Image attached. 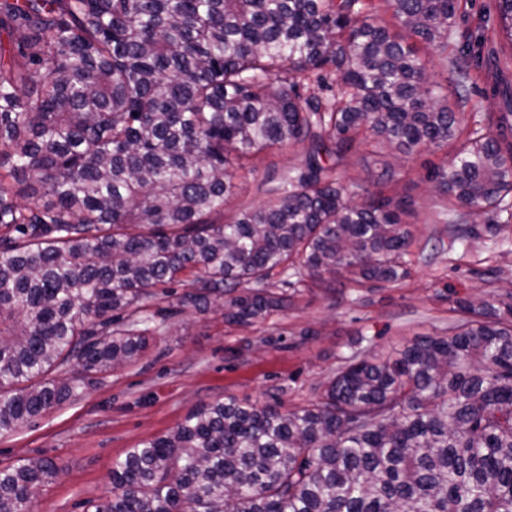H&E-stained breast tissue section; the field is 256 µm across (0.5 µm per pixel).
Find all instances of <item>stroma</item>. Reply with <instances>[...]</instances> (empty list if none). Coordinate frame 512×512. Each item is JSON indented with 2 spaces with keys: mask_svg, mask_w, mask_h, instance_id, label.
I'll return each mask as SVG.
<instances>
[{
  "mask_svg": "<svg viewBox=\"0 0 512 512\" xmlns=\"http://www.w3.org/2000/svg\"><path fill=\"white\" fill-rule=\"evenodd\" d=\"M496 14V0H469L457 19L458 44L512 51L489 23ZM303 155L300 146L263 152L254 178L218 222L265 202ZM442 158L430 148L398 160L385 151L365 164L351 156L340 170L347 185L386 162L400 170L387 193L412 203L402 217L412 233L405 277L367 288L344 276L330 285L313 279L291 285L277 276L273 288L288 306L264 319L230 324L221 313L191 308L155 319L135 362L0 435V467L42 458L59 469L37 490L32 512H85L87 503L111 495L112 466L129 448L169 433L204 404L234 399L296 411L319 397L346 358L397 357L415 339L447 330L460 316L458 301L484 294L493 304L504 301L512 283V219L504 213L478 219L467 241L451 243L448 203L424 180Z\"/></svg>",
  "mask_w": 512,
  "mask_h": 512,
  "instance_id": "obj_1",
  "label": "stroma"
}]
</instances>
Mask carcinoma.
I'll use <instances>...</instances> for the list:
<instances>
[{
    "mask_svg": "<svg viewBox=\"0 0 512 512\" xmlns=\"http://www.w3.org/2000/svg\"><path fill=\"white\" fill-rule=\"evenodd\" d=\"M0 0V434L147 346L155 288L248 324L287 307L275 275L407 274L406 209L339 170L360 148L449 152L426 181L453 239L512 194V88L463 123L481 54L448 87L421 52L457 38L461 0ZM512 42V0H497ZM9 61H3V53ZM307 145L264 203L214 216L272 148ZM363 195L357 203L353 197ZM467 317L396 360L352 357L283 414L217 401L112 467L87 512H512V305ZM58 474L0 467V512H31Z\"/></svg>",
    "mask_w": 512,
    "mask_h": 512,
    "instance_id": "obj_1",
    "label": "carcinoma"
}]
</instances>
